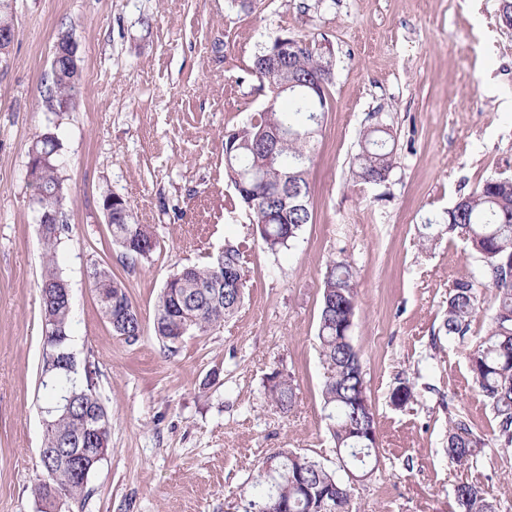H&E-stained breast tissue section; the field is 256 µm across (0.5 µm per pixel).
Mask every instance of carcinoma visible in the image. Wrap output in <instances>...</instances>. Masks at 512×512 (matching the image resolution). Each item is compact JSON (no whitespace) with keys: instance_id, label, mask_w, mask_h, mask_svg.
<instances>
[{"instance_id":"1","label":"carcinoma","mask_w":512,"mask_h":512,"mask_svg":"<svg viewBox=\"0 0 512 512\" xmlns=\"http://www.w3.org/2000/svg\"><path fill=\"white\" fill-rule=\"evenodd\" d=\"M275 37L254 60V72L267 87L285 77L296 82L288 93V108L280 97L269 98L258 118L225 135V174L238 187L240 204L255 224L256 239L263 248L277 253L295 242L304 225L312 223L309 172L313 163L314 139L329 112L334 60L317 43L302 39L285 52ZM80 83L55 76L45 81L42 104L75 107ZM397 167L395 138L382 124H368L359 133V151L353 157L355 182L380 185ZM62 187L54 163L37 168L31 204L52 211L61 203L51 193ZM421 238L434 243L443 235L461 237L481 262L479 275L455 281L448 294L441 331L450 339H463L478 309L477 288L487 285L496 291V307L484 334L467 354L472 381L490 405L496 445L512 448V178L498 177L460 195L436 224L423 225ZM112 243L125 258L149 260L156 249L154 228L138 224L132 211L113 210L110 224ZM69 224L42 232L44 264L40 290L43 335L42 385L47 390L44 445L56 449V457L43 464L45 477L36 484L40 512H53L55 496L84 497L90 473L98 462L82 454L84 448H107L112 434L109 418L97 391V369L84 366L83 373L71 369L76 361L69 346L71 302L66 297V280L55 254ZM247 241L227 242L210 263L191 265L172 274L157 301L153 329L167 350L173 352L183 337L192 332L205 335L232 317L244 299L246 274L243 259ZM89 276L95 285L101 311L115 336L136 343L142 323L126 285L112 270L95 264ZM358 311V280L353 263L346 257L327 267L322 286L318 339L320 355L328 376L322 389L324 409L338 456L336 469L289 450L274 453L281 473L274 496L267 494L257 475L248 490L245 512H276L273 503L288 504V512H351V491L343 475L354 473L369 478L379 466L375 408L367 392L359 354L351 342ZM271 405L280 412L291 410L295 388L289 374L273 370L265 385ZM416 397L407 379L392 389L390 402L403 407ZM480 438L473 422L455 414L448 420V459L456 466L478 469L475 448ZM459 512H499L478 481L455 485Z\"/></svg>"}]
</instances>
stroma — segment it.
Masks as SVG:
<instances>
[{
    "mask_svg": "<svg viewBox=\"0 0 512 512\" xmlns=\"http://www.w3.org/2000/svg\"><path fill=\"white\" fill-rule=\"evenodd\" d=\"M499 0H14L15 35L0 53V512H38L44 476L41 384L42 243L28 175L37 137L54 132L70 231L57 262L72 293V351L98 369L112 420L110 451L82 501L60 512H244L260 462L285 448L336 466L323 408L322 283L348 256L359 280L351 340L376 409L380 464L355 483L352 512H456L466 470L450 464L448 415L482 440L481 481L512 512V449L492 440L493 413L471 382L464 339L440 335L455 280L480 263L461 238L421 244L423 224L491 177H512V30ZM72 33L81 57L74 110L45 111L53 47ZM327 39L335 60L332 110L316 138L313 221L278 254L253 245L243 305L206 336L169 352L153 332L158 296L182 267L225 241L251 236L225 176L224 135L248 123L269 92L253 61L275 36ZM391 128L397 166L359 185L350 166L368 116ZM122 196L158 241L129 264L101 209ZM127 286L143 325L112 333L88 277L91 263ZM296 387L280 413L264 395L273 370ZM417 399L389 400L398 380Z\"/></svg>",
    "mask_w": 512,
    "mask_h": 512,
    "instance_id": "obj_1",
    "label": "stroma"
}]
</instances>
